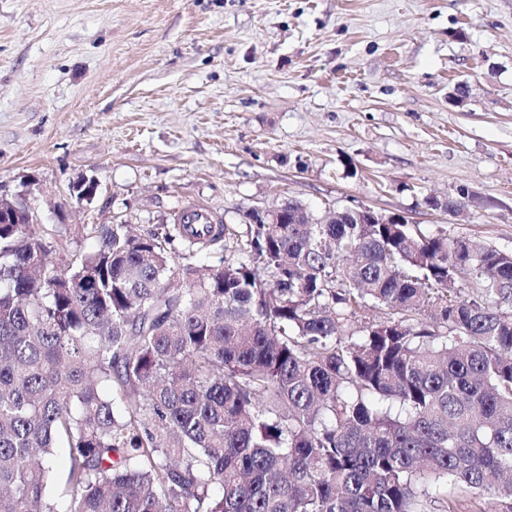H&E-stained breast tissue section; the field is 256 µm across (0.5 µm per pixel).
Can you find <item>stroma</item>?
I'll return each mask as SVG.
<instances>
[{
  "label": "stroma",
  "mask_w": 512,
  "mask_h": 512,
  "mask_svg": "<svg viewBox=\"0 0 512 512\" xmlns=\"http://www.w3.org/2000/svg\"><path fill=\"white\" fill-rule=\"evenodd\" d=\"M1 199L69 227L59 264L288 200L512 251V0H0Z\"/></svg>",
  "instance_id": "obj_1"
}]
</instances>
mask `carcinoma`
I'll list each match as a JSON object with an SVG mask.
<instances>
[{
	"instance_id": "carcinoma-1",
	"label": "carcinoma",
	"mask_w": 512,
	"mask_h": 512,
	"mask_svg": "<svg viewBox=\"0 0 512 512\" xmlns=\"http://www.w3.org/2000/svg\"><path fill=\"white\" fill-rule=\"evenodd\" d=\"M36 228L0 223V512H512V252L342 211L87 224L62 268Z\"/></svg>"
}]
</instances>
